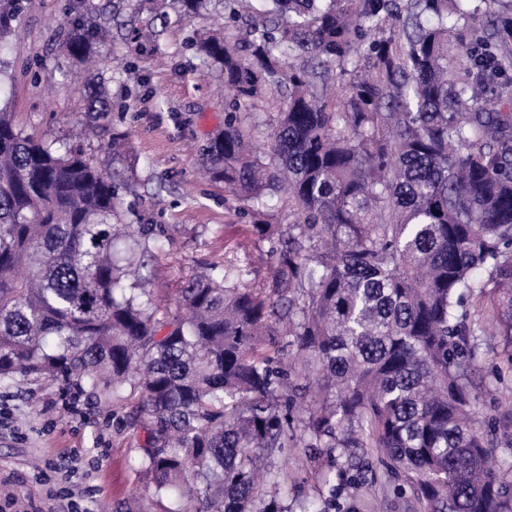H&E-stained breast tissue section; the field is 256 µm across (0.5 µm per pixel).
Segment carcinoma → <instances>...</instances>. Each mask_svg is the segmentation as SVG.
I'll use <instances>...</instances> for the list:
<instances>
[{
  "mask_svg": "<svg viewBox=\"0 0 512 512\" xmlns=\"http://www.w3.org/2000/svg\"><path fill=\"white\" fill-rule=\"evenodd\" d=\"M259 2L250 35L195 48L232 93L202 168L254 212L277 197L295 217L248 227L270 281L250 288L226 259L184 281L185 312L161 306L132 268L164 230L112 223L111 173L0 105V383L112 395V416L145 434L138 471L168 512H288L258 461L296 447L326 460L333 491L367 448L422 512H512V458L490 465L476 417L488 323L489 374L512 379V111L477 88L509 65L512 9L454 72L470 0ZM20 9L0 0V46ZM96 34L83 14L59 47L84 61ZM282 87L268 157L251 115ZM87 111H112L100 77Z\"/></svg>",
  "mask_w": 512,
  "mask_h": 512,
  "instance_id": "carcinoma-1",
  "label": "carcinoma"
}]
</instances>
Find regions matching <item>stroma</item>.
Masks as SVG:
<instances>
[{
    "mask_svg": "<svg viewBox=\"0 0 512 512\" xmlns=\"http://www.w3.org/2000/svg\"><path fill=\"white\" fill-rule=\"evenodd\" d=\"M21 40L0 54V101L10 105L27 133L83 148L112 172L118 188L114 223L166 228L163 250L142 275L165 303L182 281L232 256L252 282L270 276L268 244L247 231L248 204L219 181L199 175L202 150L224 129L227 93L220 72L192 47L224 27L225 0L205 11H184L179 0H23ZM95 14L104 30L98 73L112 91V110L89 133L88 88L72 61L57 53L58 40L76 13ZM122 136L128 150L112 157L107 144ZM143 433L118 430L104 398L35 377L0 384V477L31 482L48 460L73 456L69 481L37 492L43 512H169L168 500L138 475ZM286 471L292 499L315 492V470L305 448L270 457ZM403 477H388L372 455L348 471L327 512H420L411 493H394Z\"/></svg>",
    "mask_w": 512,
    "mask_h": 512,
    "instance_id": "stroma-1",
    "label": "stroma"
}]
</instances>
